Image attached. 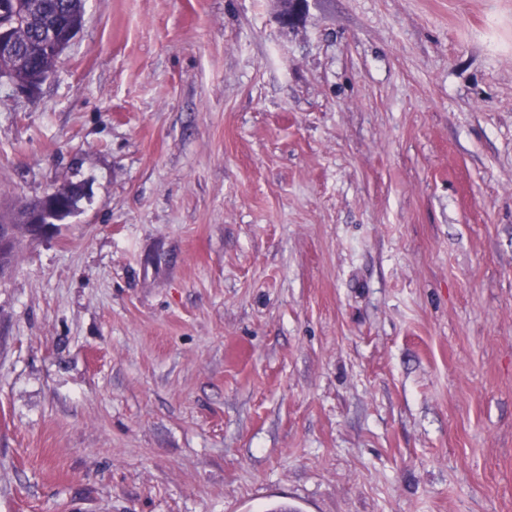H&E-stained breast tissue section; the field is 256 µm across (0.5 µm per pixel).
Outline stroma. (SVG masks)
<instances>
[{"label": "stroma", "mask_w": 512, "mask_h": 512, "mask_svg": "<svg viewBox=\"0 0 512 512\" xmlns=\"http://www.w3.org/2000/svg\"><path fill=\"white\" fill-rule=\"evenodd\" d=\"M0 512H512V0H87L0 84ZM62 183L45 193L35 205L27 208L24 216V224L27 229V240H39L54 233L56 224L49 214L58 207V202L65 196Z\"/></svg>", "instance_id": "stroma-1"}]
</instances>
